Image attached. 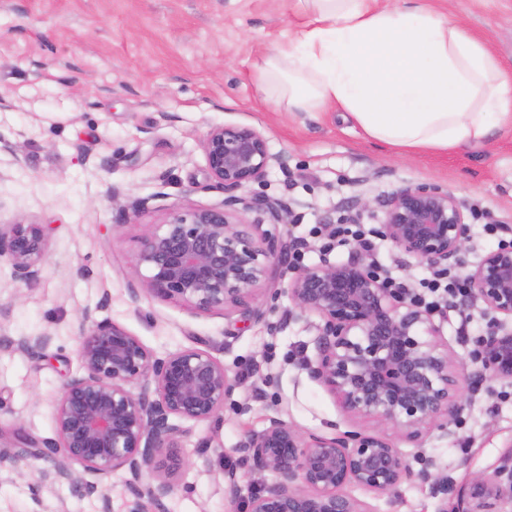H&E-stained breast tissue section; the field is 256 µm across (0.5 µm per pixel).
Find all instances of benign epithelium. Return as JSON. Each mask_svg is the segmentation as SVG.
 Masks as SVG:
<instances>
[{
    "instance_id": "obj_1",
    "label": "benign epithelium",
    "mask_w": 512,
    "mask_h": 512,
    "mask_svg": "<svg viewBox=\"0 0 512 512\" xmlns=\"http://www.w3.org/2000/svg\"><path fill=\"white\" fill-rule=\"evenodd\" d=\"M201 149L210 180L228 196L216 205L175 210L140 238L133 297L175 301L201 313H237L274 333L280 324L270 320L273 309L258 294L272 283L267 292L287 295L296 317L320 319L316 356L304 364L307 376L350 417L390 426L410 441L426 428L448 431L468 407L476 381L512 378V247L465 263L470 228L453 193L419 186L393 191L385 202L383 237L432 268L457 265L470 292V305L458 311L472 306L493 315L474 370L458 363L440 340L447 309L426 308L409 289L392 287L362 240L345 243V262H290L300 241L262 229L288 223V209L265 194L236 195L263 183L272 167L287 168L286 154L270 152L259 131L215 125ZM47 249L44 225H0V257L9 259L17 280L30 285L40 278ZM49 340L47 334L27 338L18 348L34 356ZM78 360L80 373L53 402L56 438L32 454L51 468H29L41 481H65L78 494L106 489L121 470L134 495L160 504L174 491L172 477L182 465L175 451L186 433L182 423L219 417L237 379L206 349L187 347L161 358L123 326L97 321L88 311L82 314ZM237 452L241 467L274 474L246 500L244 512H370L347 488L390 494L415 476L439 484L433 461L413 471L384 431L304 435L271 416L262 429L244 432ZM23 460L0 444V470L15 471ZM66 460L82 471L68 468ZM87 474L98 482L87 481ZM498 506L512 507V445L492 475L469 477L452 508L441 512H495Z\"/></svg>"
}]
</instances>
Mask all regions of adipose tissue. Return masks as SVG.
<instances>
[{
	"label": "adipose tissue",
	"instance_id": "ef3b65f1",
	"mask_svg": "<svg viewBox=\"0 0 512 512\" xmlns=\"http://www.w3.org/2000/svg\"><path fill=\"white\" fill-rule=\"evenodd\" d=\"M299 22L256 62L287 112H347L408 155L484 144L512 127V74L432 0H293Z\"/></svg>",
	"mask_w": 512,
	"mask_h": 512
}]
</instances>
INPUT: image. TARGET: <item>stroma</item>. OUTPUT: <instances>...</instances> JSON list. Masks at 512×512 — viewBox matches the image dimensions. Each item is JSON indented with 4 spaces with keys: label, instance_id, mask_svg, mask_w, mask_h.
<instances>
[{
    "label": "stroma",
    "instance_id": "obj_1",
    "mask_svg": "<svg viewBox=\"0 0 512 512\" xmlns=\"http://www.w3.org/2000/svg\"><path fill=\"white\" fill-rule=\"evenodd\" d=\"M486 38L512 71V0H436ZM290 0H0V224L45 225L40 279L25 285L0 261V433L36 444L54 438L52 404L79 371L80 317L92 310L138 336L156 356L197 346L223 362L238 384L219 418L186 422V464L160 505L134 496L123 472L107 496L37 487L27 470L0 475V512H243L270 472L240 468L236 446L248 429L281 416L304 433L353 430L350 419L303 364L316 354L313 320L291 317L275 300L269 333L239 315H196L181 304L133 298L130 264L141 236L174 210L211 206L225 194L206 172L201 141L214 125L260 131L271 152L288 155L248 193L280 200L290 222L280 233L305 239L303 264L318 263L322 224L358 212L380 227L384 203L408 185L451 191L465 210L512 225V127L485 144L447 154L406 156L368 139L343 112H279L258 89L252 65L287 39ZM147 199L139 212L122 203ZM374 260L421 292L432 273L377 239ZM490 320L449 313L441 340L470 362ZM51 334L38 357L20 340ZM512 444V379L481 384L448 433L402 444L413 470L434 460L439 486L412 479L397 494L359 488L372 512H440L475 472L491 473ZM236 470L237 492L225 472Z\"/></svg>",
    "mask_w": 512,
    "mask_h": 512
}]
</instances>
